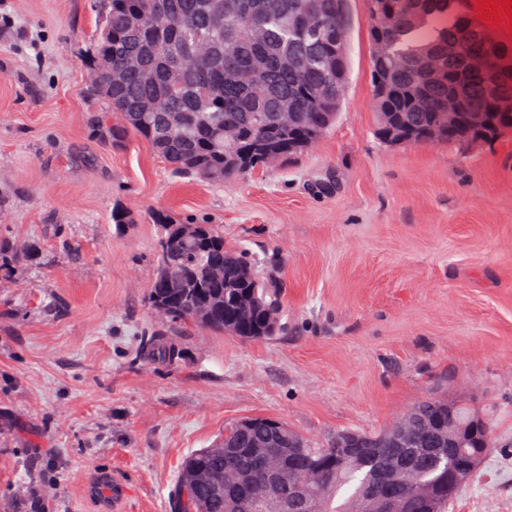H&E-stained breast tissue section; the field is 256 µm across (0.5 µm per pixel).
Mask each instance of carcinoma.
Instances as JSON below:
<instances>
[{"instance_id": "cac0c4a2", "label": "carcinoma", "mask_w": 512, "mask_h": 512, "mask_svg": "<svg viewBox=\"0 0 512 512\" xmlns=\"http://www.w3.org/2000/svg\"><path fill=\"white\" fill-rule=\"evenodd\" d=\"M102 22L96 29L90 69L98 77L90 82L92 95L104 100L107 111L96 119L99 136L114 144L132 134L156 149L176 175L221 183L265 167V154L288 152V132L269 121L266 114L278 98L302 115L299 131L321 132L336 121L345 85L330 73V49L336 34L348 37L347 0H96ZM227 6L230 24L224 30V46L216 42L208 14L214 3ZM386 4L394 12L391 31L369 30L373 53L371 82L386 81L390 93L377 102V112L392 115L415 128L437 126L448 112V97L456 85L463 88L455 101L465 127L480 132L479 142L497 140L512 131V114L489 108L485 85L471 79L494 48L512 54L492 39L479 24L470 21L463 0H367L369 14ZM215 48V60L207 65L185 54L189 46ZM119 66L129 56L140 58L143 70L128 74L124 83L112 86L108 96L100 87L106 77L100 71L103 57ZM433 59L435 69L423 68ZM161 97L167 111L184 117V134L167 148L157 140L165 117L140 112L146 97ZM121 121L109 123L110 113ZM236 137L243 150L241 166L224 157V141ZM158 242L176 233L179 222L164 213L156 216ZM206 241L187 242L179 251L170 276L151 283L147 303H166L173 323L188 322L194 310L210 307L209 329L231 336L267 335L263 314L246 323L228 318L224 283L210 279L211 266L227 263V282L239 292H253L267 308L282 310L275 265L268 276L246 273L254 268L245 254L224 247V234L207 225ZM377 457L359 468L349 467L336 449L316 446L302 438L296 466L315 464L332 475L324 500V512H353L367 491L375 468L394 455L393 448L376 449ZM422 478L446 485L448 469L457 463L446 450L412 448ZM252 449L244 441L224 454L203 448L185 458L172 501V512H224L226 493L220 487L188 483L191 474L209 472L217 477L224 469L252 467ZM412 512H448V493L442 490L431 503L413 501Z\"/></svg>"}]
</instances>
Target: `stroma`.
Returning <instances> with one entry per match:
<instances>
[{
	"label": "stroma",
	"instance_id": "stroma-1",
	"mask_svg": "<svg viewBox=\"0 0 512 512\" xmlns=\"http://www.w3.org/2000/svg\"><path fill=\"white\" fill-rule=\"evenodd\" d=\"M347 10L335 125L219 185L97 138L92 0H0V512H105L116 473L131 512H172L183 460L229 423L281 419L321 445L432 394L490 412L497 438L448 512H512V134L381 143L366 2ZM159 212L279 258L287 333L152 310Z\"/></svg>",
	"mask_w": 512,
	"mask_h": 512
}]
</instances>
